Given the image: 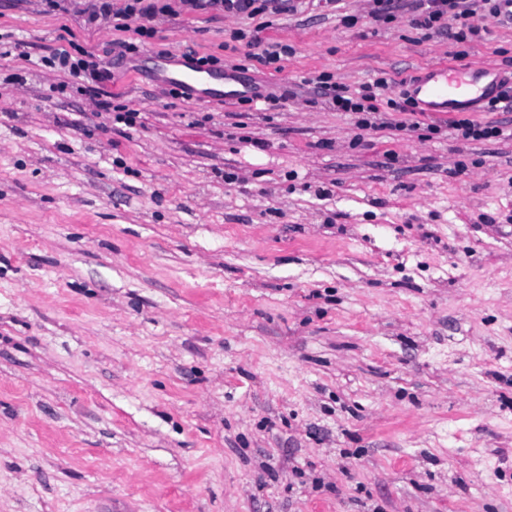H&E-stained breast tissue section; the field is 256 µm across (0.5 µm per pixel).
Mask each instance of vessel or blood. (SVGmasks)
I'll return each mask as SVG.
<instances>
[{
  "label": "vessel or blood",
  "mask_w": 512,
  "mask_h": 512,
  "mask_svg": "<svg viewBox=\"0 0 512 512\" xmlns=\"http://www.w3.org/2000/svg\"><path fill=\"white\" fill-rule=\"evenodd\" d=\"M502 74L488 64H440L414 76L408 84L422 107L436 112H478L500 90Z\"/></svg>",
  "instance_id": "vessel-or-blood-1"
}]
</instances>
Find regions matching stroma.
Here are the masks:
<instances>
[{"label":"stroma","instance_id":"obj_1","mask_svg":"<svg viewBox=\"0 0 512 512\" xmlns=\"http://www.w3.org/2000/svg\"><path fill=\"white\" fill-rule=\"evenodd\" d=\"M371 5L265 26L174 0L103 84L128 127L41 64L64 22L111 60L89 0H0L28 53L0 58L26 74L0 86V512H512V140L450 112L361 132L299 83L498 67L512 25L457 45ZM239 27L240 79L283 109L167 96L158 60ZM292 47L281 42H268L265 44L260 53L253 55L260 64L264 66L275 65L292 53ZM502 123L492 121L480 123L470 119H459L452 122L457 139L463 141H480L500 138L504 136Z\"/></svg>","mask_w":512,"mask_h":512}]
</instances>
